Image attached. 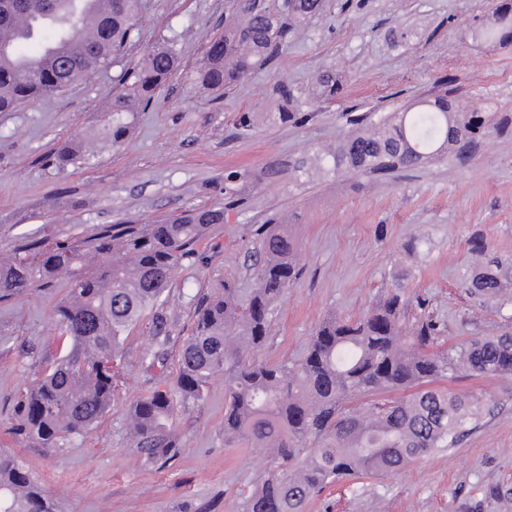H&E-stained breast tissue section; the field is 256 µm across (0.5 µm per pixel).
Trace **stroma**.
<instances>
[{"label": "stroma", "instance_id": "1", "mask_svg": "<svg viewBox=\"0 0 512 512\" xmlns=\"http://www.w3.org/2000/svg\"><path fill=\"white\" fill-rule=\"evenodd\" d=\"M500 0H328L323 15L288 34L273 64L227 92L194 73L230 20L227 0H142L132 45L108 68L64 92L0 112V252L51 231L73 242L101 226L157 224L184 210L220 205L224 222L194 259L172 273L166 310L174 319L164 363L147 368L144 325L128 328L114 366L110 410L88 434L43 448L14 435L13 408L69 341L53 315L67 278L0 301V448L40 485L56 512H241L265 463L244 444H224V382L176 405L179 443L167 463H146L126 430L132 405L174 385L178 351L194 326V299L225 272L242 293L256 288L252 226L284 225L297 243L299 278L277 302L262 351L296 364L329 317L355 319L385 296L408 303L404 328L427 319L435 349L512 331V293L493 299L469 284L486 261L512 280V44L473 42ZM179 66L138 113L121 146L96 145L67 168L52 160L67 140L88 138L120 77L159 42ZM339 73L336 101L312 99L302 118L276 119L278 90ZM450 85L459 102L494 115L495 131L465 157L445 152L384 177L309 168L316 153L355 132L352 117L384 116ZM482 242L483 254L472 250ZM433 388L479 397L486 412L459 443L399 474L355 476L314 494L304 512H507L512 507V375L440 377Z\"/></svg>", "mask_w": 512, "mask_h": 512}]
</instances>
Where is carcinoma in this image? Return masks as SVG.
Here are the masks:
<instances>
[{"label":"carcinoma","mask_w":512,"mask_h":512,"mask_svg":"<svg viewBox=\"0 0 512 512\" xmlns=\"http://www.w3.org/2000/svg\"><path fill=\"white\" fill-rule=\"evenodd\" d=\"M0 0V112L65 90L108 67L130 42L140 0H108L96 18L98 0ZM240 19L209 46L195 82L223 90L244 74L271 62L288 43L285 19L304 23L322 14L324 0H268L257 6L230 0ZM99 41L91 54L78 47L89 24ZM473 41L512 42V0H501L492 21L470 29ZM178 64L175 50L161 43L140 67L124 76L126 91L101 115L97 134L121 145L156 89ZM320 96L332 98L342 84L330 71L314 78ZM484 112L462 110L447 93L421 101L365 125L336 150L320 157L334 171L383 176L420 167L435 155L463 146L487 128ZM76 141L61 144L55 162L64 168L82 156ZM224 209L201 206L163 224H111L77 245L46 233L21 239L0 257V300L39 282L68 275L72 288L55 306V316L72 349L59 357L16 404V430L54 447L86 433L109 409L118 387L112 361L127 328L147 319L150 343L142 356L163 359L170 336L165 292L174 269L196 254L194 246L216 225ZM260 261L257 287L246 297L231 273L198 297L195 327L181 344L174 389L138 400L129 415L135 447L143 460L176 453L168 422L175 401L202 399L210 382L224 378V445L245 443L271 457L244 498L242 512H304L310 496L344 476L389 477L435 448L451 447L460 430L477 421L474 396L420 390L391 401H373L361 411L350 403L385 392L405 391L464 369L476 376L512 375V334L477 337L444 351L429 352L435 340L430 322H420L405 344L399 322L404 306L395 293L358 320L330 317L318 327L301 362L270 363L261 352L271 331L275 303L297 279V250L288 233L264 224L254 230ZM503 275L486 266L471 280L474 293L498 296ZM0 512H53V504L22 466L0 451Z\"/></svg>","instance_id":"obj_1"}]
</instances>
